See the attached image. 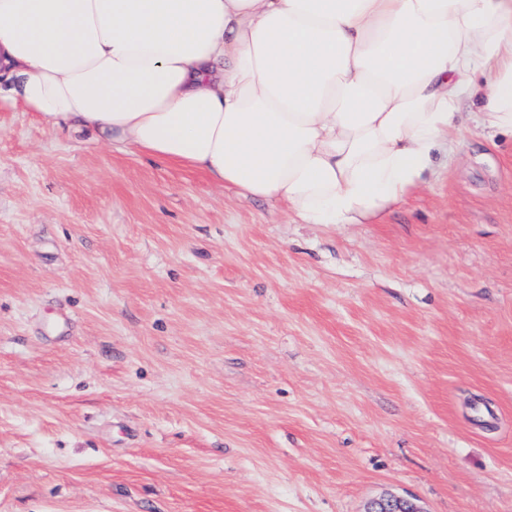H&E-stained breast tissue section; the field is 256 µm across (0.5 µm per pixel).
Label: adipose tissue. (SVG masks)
Instances as JSON below:
<instances>
[{
  "instance_id": "obj_1",
  "label": "adipose tissue",
  "mask_w": 512,
  "mask_h": 512,
  "mask_svg": "<svg viewBox=\"0 0 512 512\" xmlns=\"http://www.w3.org/2000/svg\"><path fill=\"white\" fill-rule=\"evenodd\" d=\"M512 133V0H0V103L362 224Z\"/></svg>"
}]
</instances>
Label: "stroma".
I'll use <instances>...</instances> for the list:
<instances>
[{
	"label": "stroma",
	"mask_w": 512,
	"mask_h": 512,
	"mask_svg": "<svg viewBox=\"0 0 512 512\" xmlns=\"http://www.w3.org/2000/svg\"><path fill=\"white\" fill-rule=\"evenodd\" d=\"M368 224L0 106V512H512V134ZM365 512H425L414 502L397 495L372 501Z\"/></svg>",
	"instance_id": "stroma-1"
}]
</instances>
